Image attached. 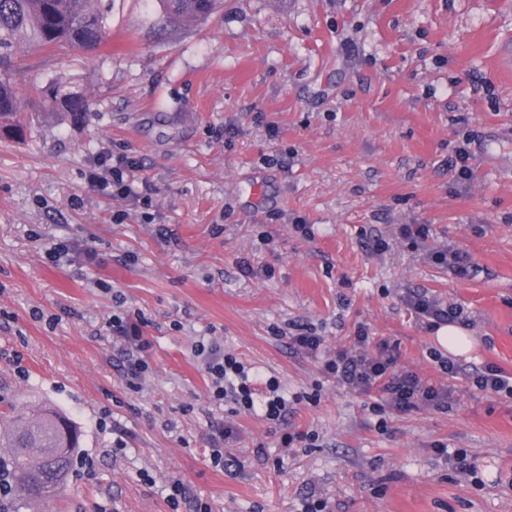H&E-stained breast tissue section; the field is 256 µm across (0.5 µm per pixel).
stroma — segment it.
I'll return each instance as SVG.
<instances>
[{
  "label": "stroma",
  "instance_id": "obj_1",
  "mask_svg": "<svg viewBox=\"0 0 512 512\" xmlns=\"http://www.w3.org/2000/svg\"><path fill=\"white\" fill-rule=\"evenodd\" d=\"M20 59V91L54 78L90 103L0 135V431L47 402L80 433V465L39 512H512V398L467 380L486 363L512 374V0H224L190 29L157 0H114L93 52ZM104 156L137 162L129 196L89 184ZM402 224L427 240L411 248ZM57 241L97 264L54 261ZM445 248L468 254V277L433 264ZM413 291L463 311L455 379L403 303ZM125 311L150 343L136 389L108 327ZM292 323L323 337L320 355L289 347ZM361 328L448 384L453 409L379 417L326 376ZM202 338L278 378L284 422L209 400ZM220 424L234 436L216 467ZM295 427L317 441L282 447ZM431 449L438 455L444 456L447 464H451L452 468L467 472L470 476L476 477V470L473 464H469L467 453L461 449L448 451V445L440 442L431 444Z\"/></svg>",
  "mask_w": 512,
  "mask_h": 512
}]
</instances>
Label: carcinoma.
I'll use <instances>...</instances> for the list:
<instances>
[{
	"label": "carcinoma",
	"mask_w": 512,
	"mask_h": 512,
	"mask_svg": "<svg viewBox=\"0 0 512 512\" xmlns=\"http://www.w3.org/2000/svg\"><path fill=\"white\" fill-rule=\"evenodd\" d=\"M166 20L186 27L223 6V0H158ZM112 0H0V125L20 126V116L33 100L46 111L60 108L77 116L88 111L85 97L54 85L49 95L34 86L28 95L16 88L12 75L14 53L21 47L40 51L78 47L92 51L109 32ZM16 428L0 436L10 449L0 457V470L9 473L13 494L11 512L56 499L71 475L78 438L58 412L43 407L34 413L13 410Z\"/></svg>",
	"instance_id": "carcinoma-1"
}]
</instances>
